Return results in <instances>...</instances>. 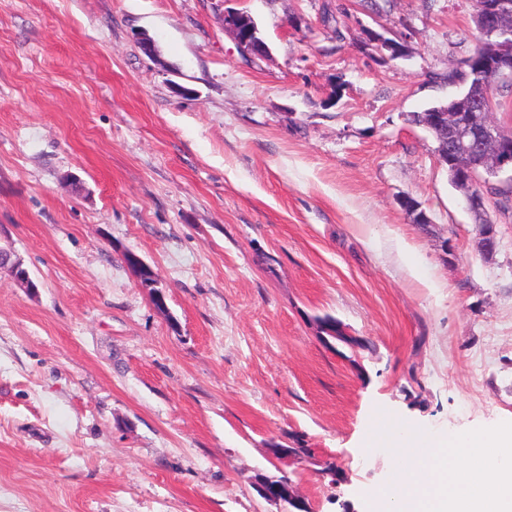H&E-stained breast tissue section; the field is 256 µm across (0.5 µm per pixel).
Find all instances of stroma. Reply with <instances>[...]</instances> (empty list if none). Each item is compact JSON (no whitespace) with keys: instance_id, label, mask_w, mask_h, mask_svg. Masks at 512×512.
<instances>
[{"instance_id":"1","label":"stroma","mask_w":512,"mask_h":512,"mask_svg":"<svg viewBox=\"0 0 512 512\" xmlns=\"http://www.w3.org/2000/svg\"><path fill=\"white\" fill-rule=\"evenodd\" d=\"M228 10L266 55L225 30ZM473 12L0 0V245L35 283L0 273V512H270L258 473L287 475L311 512H365L392 475L361 446L375 423L512 420V214L492 211L483 258L408 120L459 92ZM368 28L400 54L368 48ZM325 315L350 343L322 339ZM224 26L232 31L238 43L248 51L255 54L266 52V46L259 47L256 39L258 29L247 16L238 12H227L224 15ZM124 261L135 273L140 287L148 291L154 305L159 309H164L165 294L161 289V282L156 272L133 252H127Z\"/></svg>"}]
</instances>
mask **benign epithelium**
Instances as JSON below:
<instances>
[{
    "label": "benign epithelium",
    "instance_id": "1",
    "mask_svg": "<svg viewBox=\"0 0 512 512\" xmlns=\"http://www.w3.org/2000/svg\"><path fill=\"white\" fill-rule=\"evenodd\" d=\"M475 27L497 40L492 55L473 57L467 64L476 77L467 98L454 112H426L423 125L437 142V153L451 174L454 186L461 194L467 209L475 217L478 236L476 250L487 259L497 251L499 237L497 224L487 216L489 195L477 188L499 182V176L512 172V135L506 133L493 119V111L486 104L487 93L479 80L489 72L503 79L512 78V0H483L474 11ZM224 26L229 28L238 43L247 50L262 54L258 29L251 19L238 12L224 15ZM368 45L377 50L386 49L395 56L401 45L384 38L372 29L366 30ZM401 207L413 215L414 223L428 227L431 217L411 196L400 198ZM125 263L136 275L140 287L150 294L154 305L165 308V294L156 272L133 252L125 254ZM6 272L25 288H36L29 272L12 253L0 248V273ZM257 491L266 501L278 506V512H306L308 505L285 477L261 475L255 481Z\"/></svg>",
    "mask_w": 512,
    "mask_h": 512
}]
</instances>
